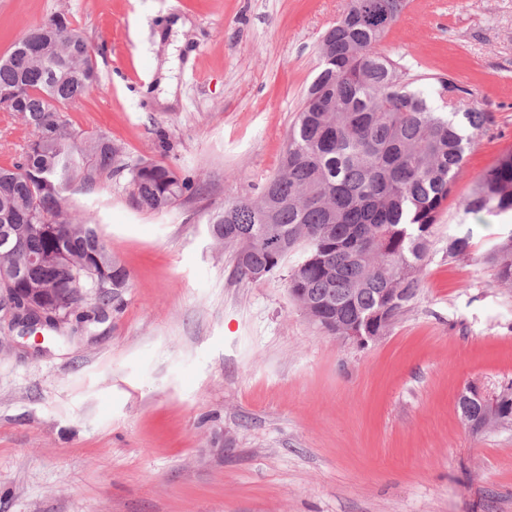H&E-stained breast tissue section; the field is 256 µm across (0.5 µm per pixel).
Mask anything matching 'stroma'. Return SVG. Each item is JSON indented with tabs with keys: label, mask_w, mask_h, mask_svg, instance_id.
I'll use <instances>...</instances> for the list:
<instances>
[{
	"label": "stroma",
	"mask_w": 512,
	"mask_h": 512,
	"mask_svg": "<svg viewBox=\"0 0 512 512\" xmlns=\"http://www.w3.org/2000/svg\"><path fill=\"white\" fill-rule=\"evenodd\" d=\"M350 0H0V56L67 13L101 86L64 118L133 164L196 187L137 208L126 175L72 187L129 270L43 340L0 306V512H512V430L472 432L469 383L512 381V287L486 261L512 216L467 215L475 183L512 150V0H408L380 43L411 90L451 76L492 120L467 150L430 236L422 288L359 347L320 331L283 277L240 278L207 230L278 170L326 29ZM173 29L175 100L158 64ZM34 131L0 110V166ZM470 234L468 256L448 239Z\"/></svg>",
	"instance_id": "obj_1"
}]
</instances>
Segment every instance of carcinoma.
<instances>
[{
  "mask_svg": "<svg viewBox=\"0 0 512 512\" xmlns=\"http://www.w3.org/2000/svg\"><path fill=\"white\" fill-rule=\"evenodd\" d=\"M404 7L405 0H351L319 44V72L278 172L256 197L236 199L209 220L210 236L231 249L240 277L257 283L286 270L290 296L331 336L349 324L380 337L391 323L371 316L386 306L395 320L417 296L431 228L466 148L490 121L474 110L439 112L407 89L399 64L378 49ZM98 86L88 44L64 13L24 33L0 58V109L35 132L12 167L0 166V286L45 296L64 323L89 294L103 307L130 280L93 218L65 215L72 184L126 170L135 205L149 212L195 192L177 168L156 160L117 166L111 139L67 127L64 109ZM435 94L454 106L470 90L439 77ZM463 210L512 213V150L477 181ZM470 250V235L448 238V257ZM486 260L511 285L512 234ZM498 393L491 423L511 429L512 382ZM458 408L468 421L485 413L465 397Z\"/></svg>",
  "mask_w": 512,
  "mask_h": 512,
  "instance_id": "1",
  "label": "carcinoma"
}]
</instances>
